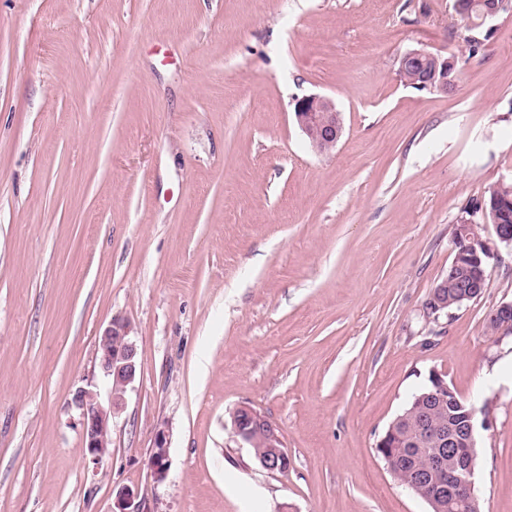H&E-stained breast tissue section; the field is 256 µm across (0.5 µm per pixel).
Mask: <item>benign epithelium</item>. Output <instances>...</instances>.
Listing matches in <instances>:
<instances>
[{
	"label": "benign epithelium",
	"instance_id": "1",
	"mask_svg": "<svg viewBox=\"0 0 512 512\" xmlns=\"http://www.w3.org/2000/svg\"><path fill=\"white\" fill-rule=\"evenodd\" d=\"M434 62L431 78L423 82L429 92L448 93V68H456L455 61L421 49H412L400 56V66L411 60ZM294 114L303 134L311 137L312 146L320 153L335 148L341 134L334 103L318 95H306L295 102ZM483 224L464 221L455 226L461 238L462 248L455 254L451 267L458 271L453 280V290H448L444 280L432 290L426 309L436 312L452 300L460 305L476 301L482 296V288L474 279L483 268L485 260L493 255L491 247L483 238ZM489 324L499 326L498 334L512 328V303H502L488 317ZM132 324L127 319H113L99 335L97 344L103 349L100 368L107 380V397L102 401L99 393L83 389L76 401L81 409L82 441L85 460L97 466L108 454L112 443L111 422L125 406V396L137 376V348L131 337ZM429 392L419 397L408 414L416 416L411 427L397 430L390 426L376 448H391L400 441L421 446L425 455L423 469L415 473L412 480L400 479L398 483L407 490H416V485L434 479L431 504L444 512H479V498L475 493L474 474L477 465V410L469 406L467 419L453 429L429 416L425 404L432 402L444 405L457 400L454 390L442 374L431 373ZM235 436L250 446L262 440L264 450L257 456L260 466L275 473H286L291 467V458L285 448L280 428L267 416L247 403L234 408L231 413ZM153 478L157 482L166 479L169 471L168 440L165 432L155 435L149 458ZM115 512H149L145 493L137 488H123L115 500Z\"/></svg>",
	"mask_w": 512,
	"mask_h": 512
}]
</instances>
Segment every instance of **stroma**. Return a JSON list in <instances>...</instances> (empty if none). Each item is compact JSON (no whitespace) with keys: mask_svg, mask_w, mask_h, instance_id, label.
Returning <instances> with one entry per match:
<instances>
[{"mask_svg":"<svg viewBox=\"0 0 512 512\" xmlns=\"http://www.w3.org/2000/svg\"><path fill=\"white\" fill-rule=\"evenodd\" d=\"M453 0H0V512H430L376 452L431 372L475 404L481 512H512V301L425 315L453 230L512 180V12L479 52ZM454 58L450 94L397 60ZM330 98L317 153L297 98ZM133 325L136 380L86 463L74 403L96 337ZM249 403L292 457L234 436ZM169 472L149 466L157 430ZM294 114L299 128L310 137L312 146L318 152L326 153L335 148L341 126L331 100L318 95H306L296 100ZM315 129L319 131L318 137L312 135ZM235 436L248 446L261 439L265 447L256 458L260 466L275 473H286L291 467V458L285 448L280 428L267 416L250 404H239L231 413ZM112 512H148L147 497L138 488H123L119 491Z\"/></svg>","mask_w":512,"mask_h":512,"instance_id":"1","label":"stroma"}]
</instances>
